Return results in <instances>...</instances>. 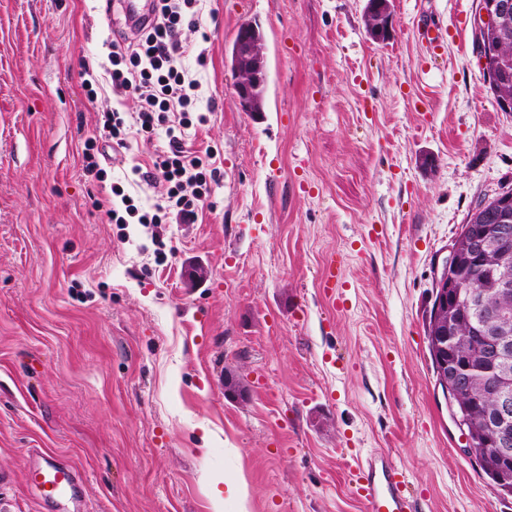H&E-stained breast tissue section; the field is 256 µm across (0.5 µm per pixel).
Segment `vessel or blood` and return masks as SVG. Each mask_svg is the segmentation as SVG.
Listing matches in <instances>:
<instances>
[{"instance_id":"1","label":"vessel or blood","mask_w":512,"mask_h":512,"mask_svg":"<svg viewBox=\"0 0 512 512\" xmlns=\"http://www.w3.org/2000/svg\"><path fill=\"white\" fill-rule=\"evenodd\" d=\"M24 478L35 490L44 512L79 508L82 479L76 467L50 453L33 452L29 455ZM354 491L366 503L369 512H412L405 473L386 456H372L358 464Z\"/></svg>"}]
</instances>
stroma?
Segmentation results:
<instances>
[{
  "instance_id": "1",
  "label": "stroma",
  "mask_w": 512,
  "mask_h": 512,
  "mask_svg": "<svg viewBox=\"0 0 512 512\" xmlns=\"http://www.w3.org/2000/svg\"><path fill=\"white\" fill-rule=\"evenodd\" d=\"M200 0L183 65L221 177L193 224H112L165 135L83 170L121 0H0V512H41L29 449L75 465L82 512H367L351 472L380 453L413 512H512L437 385L433 272L476 206L512 190V112L476 55L477 0ZM265 40L264 108L238 104V28ZM438 29L433 54L419 30ZM204 58H197V51ZM336 262L344 281L326 294ZM208 271L191 282L190 266ZM244 485L215 497L213 479ZM367 35L378 42H384L392 33V10L390 0H367L364 13Z\"/></svg>"
}]
</instances>
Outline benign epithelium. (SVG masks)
Instances as JSON below:
<instances>
[{"label": "benign epithelium", "instance_id": "benign-epithelium-1", "mask_svg": "<svg viewBox=\"0 0 512 512\" xmlns=\"http://www.w3.org/2000/svg\"><path fill=\"white\" fill-rule=\"evenodd\" d=\"M363 17L371 39L384 42L391 37V0H367ZM511 17L512 0H478L473 21L475 46L495 91L499 90L500 75L505 68L500 30ZM231 66L237 76L235 90L240 107L246 112L262 111L259 89L265 74V43L257 25L242 24L239 38L233 45ZM492 207L498 212L501 223L485 224L474 236L466 229L449 245L442 268L434 273L430 315L435 346L439 350L445 351L447 345L458 343L453 321L461 305L473 313L476 330L488 337V345L477 355L476 361L493 373L494 383L488 388L494 400L493 409L479 410L458 404L461 388L481 380L473 368L449 369L444 364L438 384L464 436L462 453L470 456L479 452L493 457L496 465L491 467L492 476L502 492L512 495V324L503 319L508 314L507 309L487 306L484 292L466 288L452 277V271L468 257L482 259L493 254L498 264L491 284L497 286L499 293L512 291V225L508 223L512 192L498 195Z\"/></svg>", "mask_w": 512, "mask_h": 512}]
</instances>
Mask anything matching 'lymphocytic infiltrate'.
I'll list each match as a JSON object with an SVG mask.
<instances>
[{"label":"lymphocytic infiltrate","instance_id":"1","mask_svg":"<svg viewBox=\"0 0 512 512\" xmlns=\"http://www.w3.org/2000/svg\"><path fill=\"white\" fill-rule=\"evenodd\" d=\"M150 24L138 27L133 40L113 42L107 72L116 95L135 97L138 107L128 113L113 108L105 112L99 135L84 142L82 162L85 172L101 177L103 170L96 150L104 145L113 151L130 150L136 137L152 138L165 133L167 151L158 154L152 170L133 166L139 180L160 183L156 203L140 210L124 188L113 187L105 213L113 224L137 219L141 224H160L175 216L183 224L195 223L211 196V185L220 171L213 147L195 148L186 138L187 129L207 121L197 111L198 82L189 77L181 63L187 47L181 40L183 29L200 27L202 16L197 0H156ZM180 113L178 125H171L170 113Z\"/></svg>","mask_w":512,"mask_h":512}]
</instances>
